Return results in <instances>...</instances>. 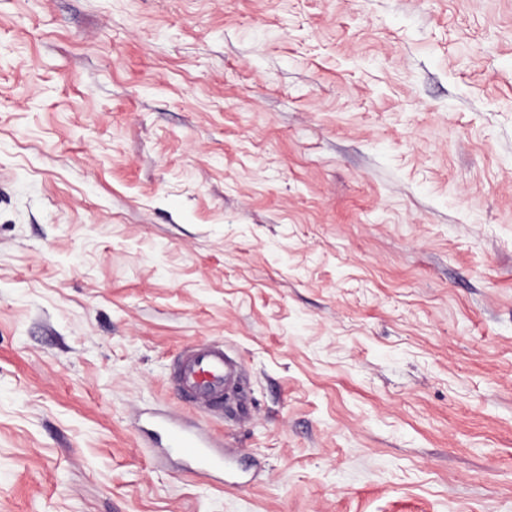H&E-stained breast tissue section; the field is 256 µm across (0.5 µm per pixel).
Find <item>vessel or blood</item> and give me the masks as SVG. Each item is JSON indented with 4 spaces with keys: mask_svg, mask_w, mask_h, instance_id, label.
Returning a JSON list of instances; mask_svg holds the SVG:
<instances>
[{
    "mask_svg": "<svg viewBox=\"0 0 512 512\" xmlns=\"http://www.w3.org/2000/svg\"><path fill=\"white\" fill-rule=\"evenodd\" d=\"M240 366L230 358L223 343L202 341L185 347L175 358L171 382L195 407L223 414L240 389ZM149 436L165 453L195 461L202 474L223 476L224 457L198 428L184 426L163 414H152Z\"/></svg>",
    "mask_w": 512,
    "mask_h": 512,
    "instance_id": "vessel-or-blood-1",
    "label": "vessel or blood"
}]
</instances>
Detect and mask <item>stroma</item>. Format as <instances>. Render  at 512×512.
<instances>
[{
	"label": "stroma",
	"instance_id": "obj_1",
	"mask_svg": "<svg viewBox=\"0 0 512 512\" xmlns=\"http://www.w3.org/2000/svg\"><path fill=\"white\" fill-rule=\"evenodd\" d=\"M0 512H512V0H0ZM240 365L224 351L223 342L202 341L185 347L175 358L171 382L195 407L224 415L238 398ZM138 430L149 435L167 454L184 455L195 461L204 475L217 476L224 482V449L217 453L213 448H222L213 442L198 427L184 426L164 414H152L146 428L137 419Z\"/></svg>",
	"mask_w": 512,
	"mask_h": 512
}]
</instances>
